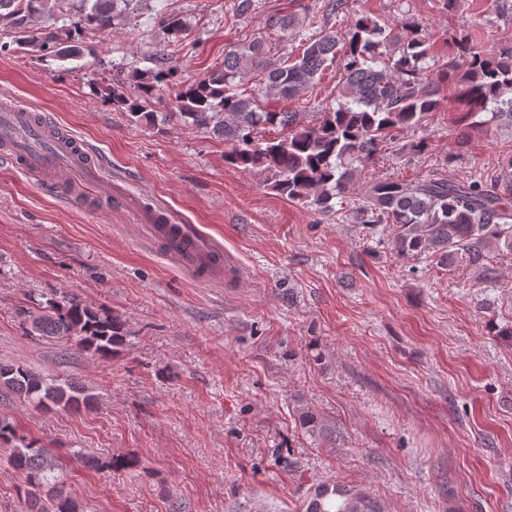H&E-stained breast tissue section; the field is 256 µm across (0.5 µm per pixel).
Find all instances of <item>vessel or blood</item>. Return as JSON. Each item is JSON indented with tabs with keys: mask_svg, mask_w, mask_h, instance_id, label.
Returning a JSON list of instances; mask_svg holds the SVG:
<instances>
[{
	"mask_svg": "<svg viewBox=\"0 0 512 512\" xmlns=\"http://www.w3.org/2000/svg\"><path fill=\"white\" fill-rule=\"evenodd\" d=\"M0 138L11 143L10 148L0 151V157L42 184L68 183L76 174L93 182L100 174L99 167L91 163L87 145L68 133H52L50 125L35 123L27 107L7 96L0 98ZM142 218L154 224L159 242L176 244L175 254L184 265L196 266L210 254L199 232L175 223L168 209L145 210Z\"/></svg>",
	"mask_w": 512,
	"mask_h": 512,
	"instance_id": "1",
	"label": "vessel or blood"
}]
</instances>
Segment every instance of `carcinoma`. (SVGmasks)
I'll list each match as a JSON object with an SVG mask.
<instances>
[{"mask_svg": "<svg viewBox=\"0 0 512 512\" xmlns=\"http://www.w3.org/2000/svg\"><path fill=\"white\" fill-rule=\"evenodd\" d=\"M118 2L0 0V20L19 48L74 60L84 52L86 31L112 30ZM346 5L347 0H324L322 15L306 17L313 33L301 40L296 54L271 58L262 40L232 47L224 53V69L180 87L167 116L224 138L230 145L224 154L227 164L265 174L269 188L290 201L320 213L344 206L357 224L392 225V249L399 256L430 255L444 265L479 266L485 278H494L485 251L512 252V203L486 189L484 178L381 179L360 201L348 193L360 165L377 159L402 132L438 110L439 84L448 81L450 72L461 86L470 128L482 129L485 122L475 120L482 112L512 124V42L498 45L490 56L462 49L440 71L431 64L433 35L409 18L362 15L352 18L344 32L327 28L326 21L344 13ZM42 15L50 24L34 28V19ZM158 24L171 34L184 29L174 13L161 14ZM333 65L340 72L337 106L309 122L305 113L278 106L302 99ZM175 76L172 66L134 68L112 85L108 97L130 122L154 126L158 113L152 111L153 101ZM252 80L255 86L248 93L243 86ZM24 316L29 335L73 342L101 361L130 345L118 315L72 292L38 300ZM0 388L40 410L78 412L97 403L89 389L19 364L0 363ZM298 420L311 436L336 440V426L326 415L306 407ZM0 444L11 447L10 464L26 477V512H79L39 441L17 438L14 423L1 418ZM84 463L132 474L140 469V460L130 455L105 461L86 457ZM303 507L304 512H386L360 487L327 483L311 486Z\"/></svg>", "mask_w": 512, "mask_h": 512, "instance_id": "carcinoma-1", "label": "carcinoma"}]
</instances>
